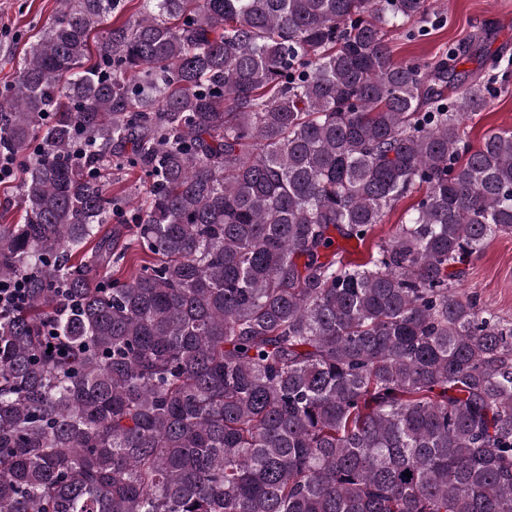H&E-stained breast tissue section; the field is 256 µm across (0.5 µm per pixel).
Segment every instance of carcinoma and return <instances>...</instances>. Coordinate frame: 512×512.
I'll list each match as a JSON object with an SVG mask.
<instances>
[{
  "instance_id": "1",
  "label": "carcinoma",
  "mask_w": 512,
  "mask_h": 512,
  "mask_svg": "<svg viewBox=\"0 0 512 512\" xmlns=\"http://www.w3.org/2000/svg\"><path fill=\"white\" fill-rule=\"evenodd\" d=\"M122 4L60 0L0 91V512H512V323L452 293L512 131L463 146L457 48L394 59L429 0ZM28 298L24 279L0 281V314L21 308L28 302Z\"/></svg>"
}]
</instances>
